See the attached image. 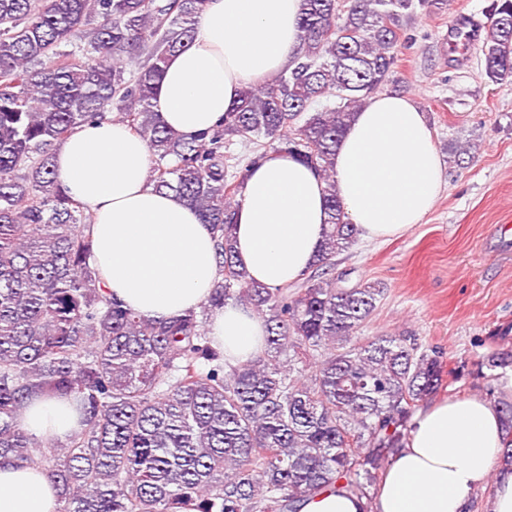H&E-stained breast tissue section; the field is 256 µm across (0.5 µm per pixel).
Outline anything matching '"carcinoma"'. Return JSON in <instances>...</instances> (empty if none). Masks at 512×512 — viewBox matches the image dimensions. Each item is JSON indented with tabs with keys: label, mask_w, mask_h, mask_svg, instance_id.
<instances>
[{
	"label": "carcinoma",
	"mask_w": 512,
	"mask_h": 512,
	"mask_svg": "<svg viewBox=\"0 0 512 512\" xmlns=\"http://www.w3.org/2000/svg\"><path fill=\"white\" fill-rule=\"evenodd\" d=\"M208 2L0 0V465L43 466L59 512H296L331 486L369 500L418 403L452 374L405 336L358 340L383 290L327 277L358 233L333 179L337 145L397 83L417 9L447 0H301L302 52L189 137L152 100ZM486 17L484 74L511 85L512 0H492ZM129 59L140 60L131 74ZM324 96L336 105L314 108ZM114 117L147 141L150 184L211 227L219 278L197 311L146 318L101 286L92 215L60 187L54 154L78 127ZM271 149L319 172L328 224L317 264L274 289L239 266L233 236L246 173ZM227 304L251 308L267 332L261 354L236 366L206 330ZM482 365L510 367L512 352ZM35 396L72 401L81 430L60 445L28 434L20 417ZM498 412V467L512 470V401Z\"/></svg>",
	"instance_id": "cac0c4a2"
}]
</instances>
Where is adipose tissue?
Segmentation results:
<instances>
[{
    "mask_svg": "<svg viewBox=\"0 0 512 512\" xmlns=\"http://www.w3.org/2000/svg\"><path fill=\"white\" fill-rule=\"evenodd\" d=\"M301 0H210L192 45L170 56L155 91L161 121L185 135L205 131L239 100L288 67L301 46ZM58 183L93 215L95 263L106 292L153 319L199 309L218 278L211 231L171 192L148 182L145 140L120 122L79 127L55 152ZM341 204L371 240L404 234L434 207L444 166L425 116L407 98L372 97L336 150ZM325 184L314 168L278 151L250 168L236 210L234 248L249 277L281 288L317 258L326 230ZM214 347L234 365L258 356L265 326L228 304L208 323ZM23 428L63 441L78 428L62 400L34 399ZM503 447L496 409L475 396L420 410L390 461L374 502L337 488L304 498L299 512H464L494 482L491 512H512V473L494 474ZM56 487L41 465L0 466V512H58Z\"/></svg>",
    "mask_w": 512,
    "mask_h": 512,
    "instance_id": "adipose-tissue-1",
    "label": "adipose tissue"
}]
</instances>
